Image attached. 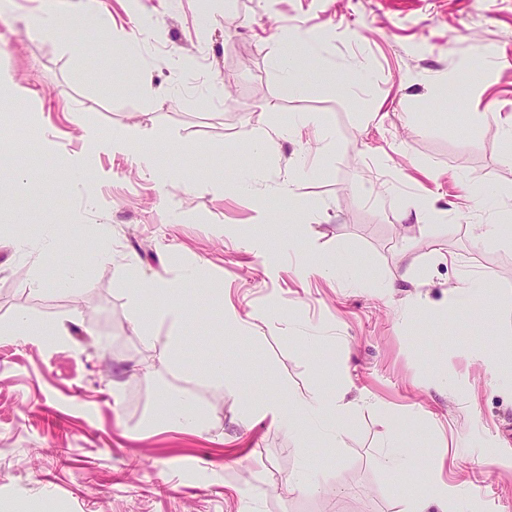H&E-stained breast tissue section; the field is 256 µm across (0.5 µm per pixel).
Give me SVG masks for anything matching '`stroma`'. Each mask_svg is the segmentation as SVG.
Masks as SVG:
<instances>
[{
    "label": "stroma",
    "mask_w": 512,
    "mask_h": 512,
    "mask_svg": "<svg viewBox=\"0 0 512 512\" xmlns=\"http://www.w3.org/2000/svg\"><path fill=\"white\" fill-rule=\"evenodd\" d=\"M13 3V19L0 21V69L30 96L0 127V229L21 215L29 235L44 224L66 233L55 263L0 246V326L22 313L65 335L51 346L0 336V512H403L439 482L454 492L449 512H512V249L477 230L498 224L512 236V0H99L121 43L152 18L135 70L95 32L39 38L24 27L46 7L81 13L88 0ZM285 28L324 37L304 94L281 85ZM181 56L190 68L176 69ZM359 62L368 84L346 92ZM452 81L464 108L441 93ZM140 83L155 96L138 95ZM305 113L325 138L258 152L245 136ZM87 123L139 132L136 149L167 174L164 192L132 159L104 154L98 203L86 210L57 156L19 138L36 124L77 153ZM302 160L312 173L297 189L301 211L270 197L259 224L256 199L236 188L240 168L273 184ZM18 167L33 180L21 197L11 190ZM426 195L445 222L401 220ZM97 224L110 226L112 254L89 263L87 283L33 291L59 261L89 253ZM258 229L274 257L248 252ZM133 258L148 277L202 269V287L180 296L194 320L179 367L132 324ZM308 259L358 277L306 272ZM473 281L470 305L450 309ZM228 308L255 322L257 340L225 326ZM216 358L259 398L331 399L346 387L340 443L287 437L268 418L243 423L240 396L203 378ZM181 392L202 409L203 434L156 421L163 395ZM395 423L403 462L386 469Z\"/></svg>",
    "instance_id": "stroma-1"
}]
</instances>
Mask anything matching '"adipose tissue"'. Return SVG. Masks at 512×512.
<instances>
[{"label":"adipose tissue","mask_w":512,"mask_h":512,"mask_svg":"<svg viewBox=\"0 0 512 512\" xmlns=\"http://www.w3.org/2000/svg\"><path fill=\"white\" fill-rule=\"evenodd\" d=\"M319 46L309 40L300 41L288 35L278 39V59L281 66L283 88L289 93L306 92L307 86L300 78V70L305 59L319 56ZM135 132L119 130L106 135L100 134L92 126L85 127L84 139L86 151L80 156H66L65 163L71 184L82 191L87 209H94L96 199L92 187L99 174L94 160L102 154L130 155L138 166L146 171H154V159L150 154L134 152ZM309 174L306 164L300 163L291 168L287 177L274 187H267L264 174L253 168H243L238 186L248 196L262 193L295 199L296 186ZM62 235L57 227H47L42 238L31 240L26 237L22 221H15L9 241L15 252L23 257L44 263L56 253ZM196 265L183 268L179 278L157 277L146 279L134 275L127 290L128 305L135 324L139 327L141 338L146 345H154L159 329H166V345L171 356H179L186 342V328L190 316L178 299L177 292L183 284L197 280ZM206 380L220 389L241 392L242 411L245 420L253 418H271L280 424L289 435H298L307 431L319 430L326 437L338 439L336 423L347 411L344 400L327 403L323 395L313 393L306 397L293 396L283 400L277 397L253 399L243 394L239 380L227 376L221 362H213L206 374Z\"/></svg>","instance_id":"adipose-tissue-1"}]
</instances>
